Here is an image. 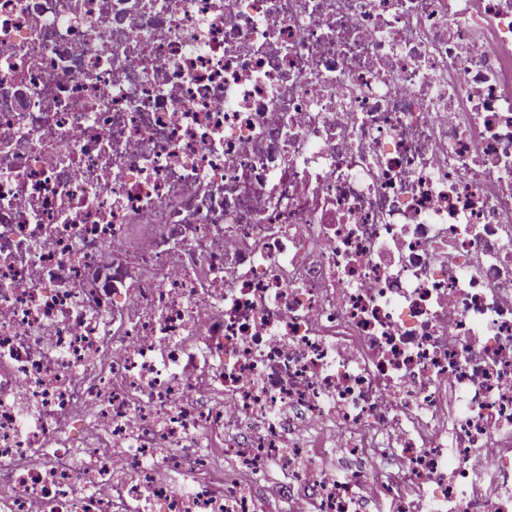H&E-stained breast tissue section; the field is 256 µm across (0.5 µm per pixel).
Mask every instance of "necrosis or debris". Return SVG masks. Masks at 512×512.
Returning a JSON list of instances; mask_svg holds the SVG:
<instances>
[{"label":"necrosis or debris","mask_w":512,"mask_h":512,"mask_svg":"<svg viewBox=\"0 0 512 512\" xmlns=\"http://www.w3.org/2000/svg\"><path fill=\"white\" fill-rule=\"evenodd\" d=\"M0 512H512V0H0Z\"/></svg>","instance_id":"1"}]
</instances>
